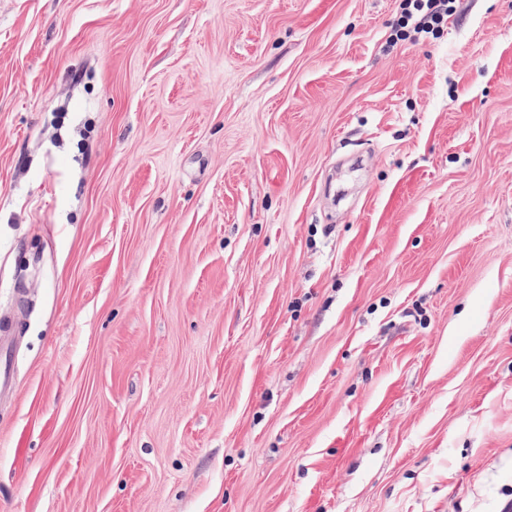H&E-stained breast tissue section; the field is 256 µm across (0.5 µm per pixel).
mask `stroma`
Segmentation results:
<instances>
[{"label":"stroma","mask_w":512,"mask_h":512,"mask_svg":"<svg viewBox=\"0 0 512 512\" xmlns=\"http://www.w3.org/2000/svg\"><path fill=\"white\" fill-rule=\"evenodd\" d=\"M0 0V512H501L512 0ZM457 0H407L395 28L397 39L415 34L437 35L454 11ZM14 380V350L8 330L0 326V398L13 394Z\"/></svg>","instance_id":"stroma-1"}]
</instances>
